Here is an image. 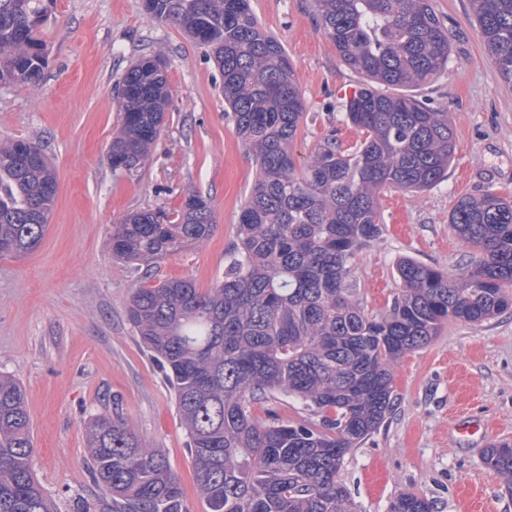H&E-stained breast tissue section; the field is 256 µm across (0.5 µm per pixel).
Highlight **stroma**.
<instances>
[{"label": "stroma", "instance_id": "obj_1", "mask_svg": "<svg viewBox=\"0 0 512 512\" xmlns=\"http://www.w3.org/2000/svg\"><path fill=\"white\" fill-rule=\"evenodd\" d=\"M448 29L446 72L417 89L447 107L456 143L447 181L410 196H382L379 243L363 249L353 279L366 312L391 303L396 264L409 256L449 271L471 256L448 224L464 196H512V86L478 35L470 0H433ZM265 29L293 61L307 120L294 143L308 156L331 129L343 145L358 133L343 104L361 78L320 30L310 0H251ZM48 66L38 86L0 85V140L39 141L58 175L57 200L41 245L0 257V373L25 388L33 469L57 512H102L87 468L85 425L117 409L142 439L163 449L188 512H203L174 395L128 319L145 280L188 277L206 289L224 277L238 215L256 168L224 110L222 77L207 48L181 27L151 18L144 0H54L39 31ZM144 55L160 56L173 105L133 177L113 172L106 145L117 128V87ZM191 194L208 198L211 235L183 243L150 273L112 255V227L135 210L174 212ZM394 401L380 429L351 449L339 472L354 512H387L402 493L433 512H512V492L482 450L512 442V309L481 323L452 321L395 367ZM479 424L457 435L459 416Z\"/></svg>", "mask_w": 512, "mask_h": 512}]
</instances>
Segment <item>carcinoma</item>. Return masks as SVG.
<instances>
[{"mask_svg": "<svg viewBox=\"0 0 512 512\" xmlns=\"http://www.w3.org/2000/svg\"><path fill=\"white\" fill-rule=\"evenodd\" d=\"M53 0H0V84L36 85L46 66L37 32ZM487 55L512 84V0H471ZM153 18L207 47L222 75L227 111L256 166L224 279L202 290L189 278L134 289L129 320L163 369L184 423L204 512H354L338 473L348 452L377 432L392 407L393 368L451 321L479 323L512 307V198L464 197L448 224L475 255L456 273L411 257L396 266L400 288L380 315L354 288L359 253L383 235L387 188L427 191L448 179L455 145L448 110L412 89L448 68V33L432 0H313L317 24L361 76L344 121L361 138L344 147L333 129L301 161L293 143L302 94L283 44L259 23L250 0H144ZM173 94L164 62L144 56L124 74L118 128L106 146L115 173L146 164ZM39 152L28 163L19 146ZM56 172L42 145L0 143V245L8 255L42 241ZM215 223L208 199L188 196L163 224L127 215L112 255L150 265L177 238L204 241ZM297 403L300 421L255 405ZM90 475L107 512H186L178 477L160 448L118 415L87 426ZM26 393L0 374V512H57L33 473ZM484 464L512 489V443L483 450ZM389 512H432L403 493Z\"/></svg>", "mask_w": 512, "mask_h": 512, "instance_id": "obj_1", "label": "carcinoma"}]
</instances>
